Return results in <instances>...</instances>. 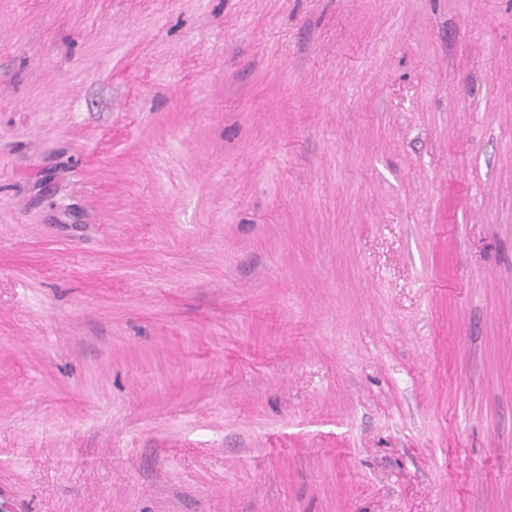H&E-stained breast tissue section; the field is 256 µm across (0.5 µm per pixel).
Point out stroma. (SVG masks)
<instances>
[{
    "instance_id": "35a3bbf8",
    "label": "stroma",
    "mask_w": 512,
    "mask_h": 512,
    "mask_svg": "<svg viewBox=\"0 0 512 512\" xmlns=\"http://www.w3.org/2000/svg\"><path fill=\"white\" fill-rule=\"evenodd\" d=\"M0 512H512V0H0Z\"/></svg>"
}]
</instances>
